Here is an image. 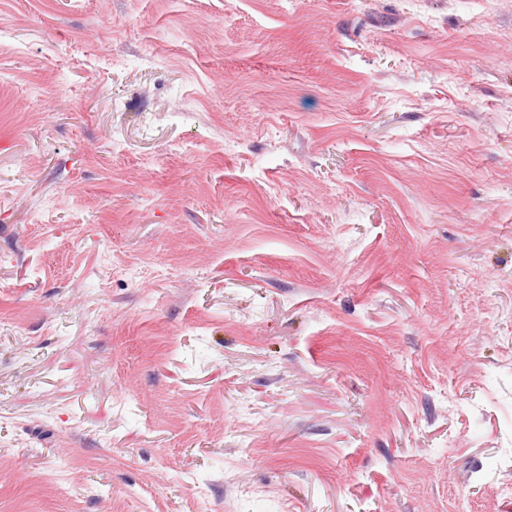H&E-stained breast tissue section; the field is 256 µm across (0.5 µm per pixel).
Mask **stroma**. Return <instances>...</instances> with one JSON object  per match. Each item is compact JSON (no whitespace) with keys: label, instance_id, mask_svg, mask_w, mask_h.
I'll list each match as a JSON object with an SVG mask.
<instances>
[{"label":"stroma","instance_id":"stroma-1","mask_svg":"<svg viewBox=\"0 0 512 512\" xmlns=\"http://www.w3.org/2000/svg\"><path fill=\"white\" fill-rule=\"evenodd\" d=\"M0 512H512V0H0Z\"/></svg>","mask_w":512,"mask_h":512}]
</instances>
